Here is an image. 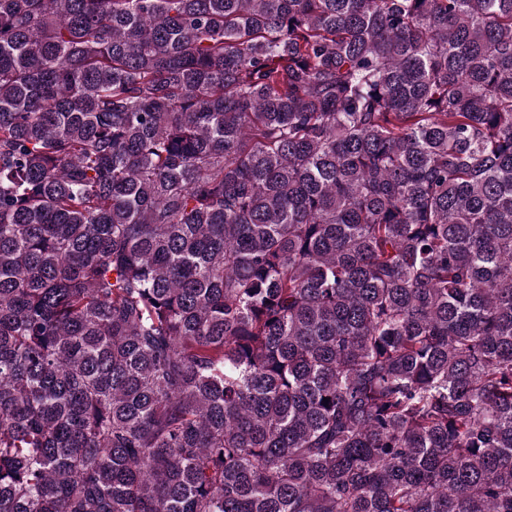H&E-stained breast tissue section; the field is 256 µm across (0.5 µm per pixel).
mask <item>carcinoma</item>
Listing matches in <instances>:
<instances>
[{
  "label": "carcinoma",
  "instance_id": "carcinoma-1",
  "mask_svg": "<svg viewBox=\"0 0 512 512\" xmlns=\"http://www.w3.org/2000/svg\"><path fill=\"white\" fill-rule=\"evenodd\" d=\"M0 512H512V0H0Z\"/></svg>",
  "mask_w": 512,
  "mask_h": 512
}]
</instances>
